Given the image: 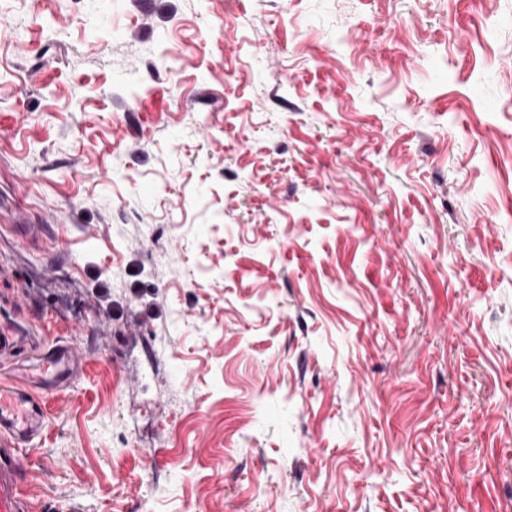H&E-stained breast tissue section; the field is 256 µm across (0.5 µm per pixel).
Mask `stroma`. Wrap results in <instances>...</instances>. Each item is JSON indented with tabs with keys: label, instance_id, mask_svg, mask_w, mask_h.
<instances>
[{
	"label": "stroma",
	"instance_id": "obj_1",
	"mask_svg": "<svg viewBox=\"0 0 512 512\" xmlns=\"http://www.w3.org/2000/svg\"><path fill=\"white\" fill-rule=\"evenodd\" d=\"M0 314L32 512H512V0H0ZM37 359L35 368L0 381V512L31 510L23 459L36 450L33 442L45 431L50 396L82 375L79 356L67 345L50 346Z\"/></svg>",
	"mask_w": 512,
	"mask_h": 512
}]
</instances>
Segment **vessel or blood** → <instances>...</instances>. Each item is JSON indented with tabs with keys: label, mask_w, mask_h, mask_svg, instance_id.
I'll list each match as a JSON object with an SVG mask.
<instances>
[{
	"label": "vessel or blood",
	"mask_w": 512,
	"mask_h": 512,
	"mask_svg": "<svg viewBox=\"0 0 512 512\" xmlns=\"http://www.w3.org/2000/svg\"><path fill=\"white\" fill-rule=\"evenodd\" d=\"M37 359L35 368L0 381V512H30L23 460L45 431L50 396L82 375L80 359L67 345L50 346Z\"/></svg>",
	"instance_id": "vessel-or-blood-1"
}]
</instances>
